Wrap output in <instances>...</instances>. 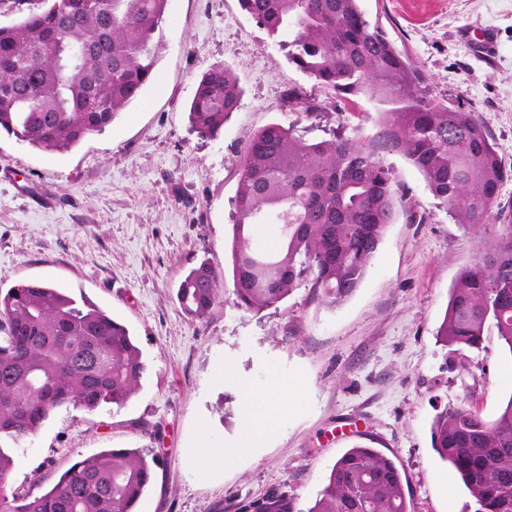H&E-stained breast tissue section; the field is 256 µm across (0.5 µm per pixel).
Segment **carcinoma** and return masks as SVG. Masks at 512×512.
Returning <instances> with one entry per match:
<instances>
[{"instance_id":"obj_1","label":"carcinoma","mask_w":512,"mask_h":512,"mask_svg":"<svg viewBox=\"0 0 512 512\" xmlns=\"http://www.w3.org/2000/svg\"><path fill=\"white\" fill-rule=\"evenodd\" d=\"M360 0H240L288 59L316 84L378 114L375 131L338 128L307 139L275 121L248 140L239 166L231 246L237 306L278 309L302 281L338 303L359 287L388 225L417 219L409 190L385 165L399 154L460 224L481 240L460 270L437 336L478 349L493 326L512 354V209L499 201L512 168L473 110L435 99L407 52L397 49ZM167 0H11L18 17L0 24V132L43 152L69 150L112 125L153 79ZM234 72L214 66L189 107L194 132L218 135L240 107ZM288 106L319 116L301 89ZM256 225L273 229L264 250ZM220 290L208 261L180 282L184 312L204 318ZM0 512H135L156 458L112 448L76 460L48 488L20 495L8 474L49 414L72 405L94 414L120 408L145 371L129 330L89 301L48 283L0 289ZM432 448L475 500L474 512H512V397L492 421L472 408L447 409L432 425ZM405 473L375 448L354 445L332 466L307 512H415ZM259 512H294L282 492Z\"/></svg>"}]
</instances>
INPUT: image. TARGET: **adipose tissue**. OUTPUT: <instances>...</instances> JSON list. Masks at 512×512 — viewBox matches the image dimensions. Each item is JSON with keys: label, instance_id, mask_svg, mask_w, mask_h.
<instances>
[{"label": "adipose tissue", "instance_id": "obj_1", "mask_svg": "<svg viewBox=\"0 0 512 512\" xmlns=\"http://www.w3.org/2000/svg\"><path fill=\"white\" fill-rule=\"evenodd\" d=\"M239 388L244 396L245 410L249 421L243 429L241 441L234 450L227 451L211 445L198 448L196 455L201 468L229 462L233 456H245L252 450L253 443L269 435L287 414L290 405L301 393V384L272 377L263 394H256L248 380H240Z\"/></svg>", "mask_w": 512, "mask_h": 512}]
</instances>
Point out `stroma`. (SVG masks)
I'll use <instances>...</instances> for the list:
<instances>
[{"label": "stroma", "instance_id": "35a3bbf8", "mask_svg": "<svg viewBox=\"0 0 512 512\" xmlns=\"http://www.w3.org/2000/svg\"><path fill=\"white\" fill-rule=\"evenodd\" d=\"M426 76L436 98L474 109L512 168V0H360ZM493 31V59L469 39ZM163 48L153 81L103 133L46 153L0 136V288L40 280L110 312L131 332L146 364L121 409L51 413L17 454L8 482L51 485L79 457L137 448L156 457L137 512H243L272 494L306 512L347 448L379 449L403 465L416 512H464L470 493L431 448V425L449 408L495 419L512 398V353L488 331L461 354L436 338L458 272L478 241L449 216L408 160L390 154L416 221L389 225L360 286L339 303L297 286L279 309L235 304L231 240L240 159L270 122L370 131L372 112L340 111L331 93L301 72L239 0H167ZM231 69L243 96L217 138L188 120L196 82ZM326 105L323 121L290 109L288 89ZM209 261L221 277L210 313L194 320L177 290ZM263 392L271 377L303 378L295 407L274 432L230 466L202 472L201 439L236 446L244 401L215 368Z\"/></svg>", "mask_w": 512, "mask_h": 512}]
</instances>
